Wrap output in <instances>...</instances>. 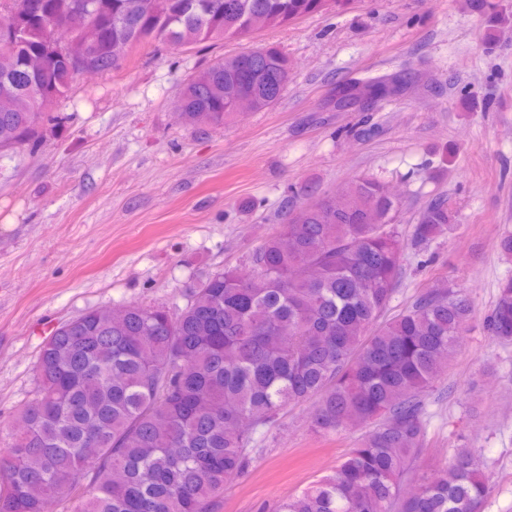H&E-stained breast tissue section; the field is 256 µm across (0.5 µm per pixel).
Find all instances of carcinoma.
I'll list each match as a JSON object with an SVG mask.
<instances>
[{
    "mask_svg": "<svg viewBox=\"0 0 512 512\" xmlns=\"http://www.w3.org/2000/svg\"><path fill=\"white\" fill-rule=\"evenodd\" d=\"M0 0V149L37 144L76 81L72 62L118 69L124 48L146 41L190 48L288 25L325 10L324 0ZM257 66L254 89L275 105L290 78L273 47L226 56L183 82L192 124L233 113L224 86ZM302 220L286 218L254 257V269L211 275L177 313L128 304L90 309L44 343L35 397L16 415L0 459V512H218L224 484L240 476L253 427L288 404L314 401L326 435L368 431L332 474L274 512H478L489 478L470 451L455 454L419 489L401 492L426 434L423 397L448 369L472 314L460 289L438 283L384 322L404 243L390 228L397 202L359 178L331 196L306 186ZM453 228L436 200L414 226V244ZM491 336L512 343V279L488 315Z\"/></svg>",
    "mask_w": 512,
    "mask_h": 512,
    "instance_id": "carcinoma-1",
    "label": "carcinoma"
}]
</instances>
